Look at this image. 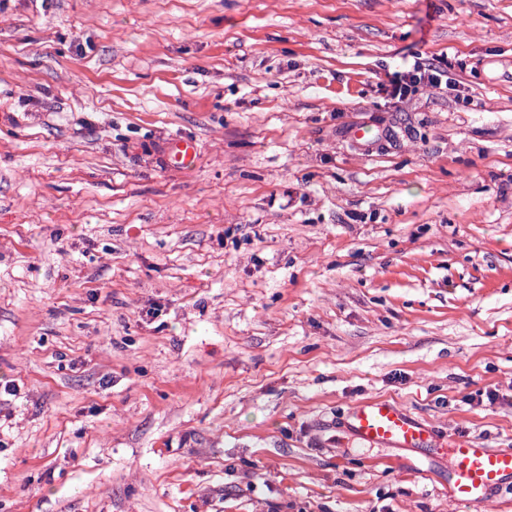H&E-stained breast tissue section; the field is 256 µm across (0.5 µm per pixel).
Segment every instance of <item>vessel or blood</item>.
<instances>
[{
    "mask_svg": "<svg viewBox=\"0 0 512 512\" xmlns=\"http://www.w3.org/2000/svg\"><path fill=\"white\" fill-rule=\"evenodd\" d=\"M196 144L172 140L167 148L170 165L193 166ZM344 425L349 436L372 450H431L448 461V496L468 512H483L492 491L512 481V448H493L467 435L444 436L399 404L383 398L360 401L349 408Z\"/></svg>",
    "mask_w": 512,
    "mask_h": 512,
    "instance_id": "vessel-or-blood-1",
    "label": "vessel or blood"
}]
</instances>
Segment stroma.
<instances>
[{
    "label": "stroma",
    "instance_id": "obj_1",
    "mask_svg": "<svg viewBox=\"0 0 512 512\" xmlns=\"http://www.w3.org/2000/svg\"><path fill=\"white\" fill-rule=\"evenodd\" d=\"M495 389L512 0H0V512H465L340 422ZM447 71L433 63H416L413 70L394 72L389 78L388 84H384L383 91L390 101L395 103L404 102L415 94L420 87H427L432 90H448V78L444 86L442 77ZM197 148L193 140L174 139L168 144V164L178 168H189L196 160Z\"/></svg>",
    "mask_w": 512,
    "mask_h": 512
}]
</instances>
